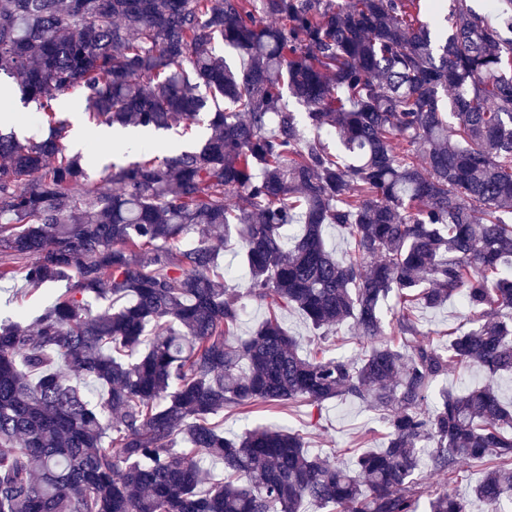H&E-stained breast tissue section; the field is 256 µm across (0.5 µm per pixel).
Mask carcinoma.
<instances>
[{
  "label": "carcinoma",
  "instance_id": "obj_1",
  "mask_svg": "<svg viewBox=\"0 0 512 512\" xmlns=\"http://www.w3.org/2000/svg\"><path fill=\"white\" fill-rule=\"evenodd\" d=\"M489 7L511 31L512 0ZM2 74L49 134L0 131V283L75 282L0 319V512H512V38L470 0H0ZM72 89L116 131L205 114L209 134L162 158L140 144L103 192L62 144ZM243 297L268 317L231 342ZM453 299L471 328L421 338L416 308ZM288 310L324 336L352 322L360 356L302 354ZM451 365L486 380L434 402ZM348 398L386 434L347 468L298 433L215 421ZM213 459L224 478L202 491ZM466 461L488 464L470 498L420 482ZM222 266L228 269L226 286L236 293H242L246 272L240 263L239 256L233 250L221 252Z\"/></svg>",
  "mask_w": 512,
  "mask_h": 512
}]
</instances>
